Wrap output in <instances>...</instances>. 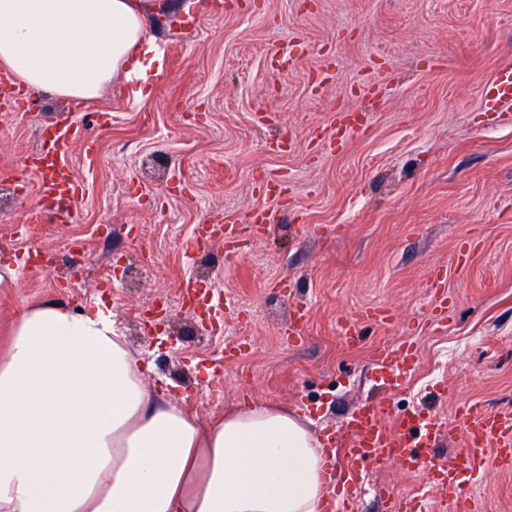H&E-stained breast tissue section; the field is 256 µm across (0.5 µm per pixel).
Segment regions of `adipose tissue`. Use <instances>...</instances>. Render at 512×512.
Instances as JSON below:
<instances>
[{"label": "adipose tissue", "instance_id": "ef3b65f1", "mask_svg": "<svg viewBox=\"0 0 512 512\" xmlns=\"http://www.w3.org/2000/svg\"><path fill=\"white\" fill-rule=\"evenodd\" d=\"M156 0H0V66L68 101L124 74L153 93ZM310 419L249 405L204 424L152 391L107 305H30L0 350V512H320Z\"/></svg>", "mask_w": 512, "mask_h": 512}]
</instances>
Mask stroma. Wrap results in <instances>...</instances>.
<instances>
[{"mask_svg":"<svg viewBox=\"0 0 512 512\" xmlns=\"http://www.w3.org/2000/svg\"><path fill=\"white\" fill-rule=\"evenodd\" d=\"M167 2V20L149 23L164 51L149 100L130 99L118 76L96 100L44 91L0 123V172L68 116L95 141L65 152L85 186L77 203L0 189V240L22 265L17 287L0 289V347L30 304L99 301L147 384L203 422L306 398L316 432L340 427L384 396L377 348L408 343L419 366L389 398L394 413L512 410V108L490 101L512 68V0H223L222 12L188 14ZM261 207L271 221L256 235ZM216 217L239 233L232 250L212 242L202 268L187 243ZM31 249L57 255L56 268L31 274ZM435 269L449 307L438 325ZM189 279L221 296L209 325L178 304ZM379 305L387 322L341 337L346 317ZM300 306L295 347L284 334ZM242 336L248 347L225 359ZM387 485L450 512L439 487L396 464L366 475L358 512H382L374 490ZM465 487L476 512H512V472Z\"/></svg>","mask_w":512,"mask_h":512,"instance_id":"35a3bbf8","label":"stroma"}]
</instances>
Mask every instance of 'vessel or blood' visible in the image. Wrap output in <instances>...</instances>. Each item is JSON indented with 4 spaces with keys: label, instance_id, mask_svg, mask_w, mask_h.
<instances>
[{
    "label": "vessel or blood",
    "instance_id": "vessel-or-blood-1",
    "mask_svg": "<svg viewBox=\"0 0 512 512\" xmlns=\"http://www.w3.org/2000/svg\"><path fill=\"white\" fill-rule=\"evenodd\" d=\"M0 100L7 102L11 112L29 108L31 95L0 76ZM84 129L76 122L54 124L52 136L43 137L39 148L28 155L13 173L22 186H34L38 200H77L84 192L83 183L64 162L63 155L70 142L83 136ZM234 225L214 224L199 227L192 239L194 247L208 246L214 239L225 244L234 241ZM381 308H364L346 319V337H354L359 326L367 321L385 320ZM417 356L409 345L378 350L374 368L381 386L389 392L405 388L417 368ZM388 408L383 402L355 408L343 424L341 446L348 460L347 469L337 489L326 497L322 512H355L358 492L363 484L362 468L384 469L399 464L408 474L423 473L443 492L451 504L471 507L472 500L461 487L457 476L467 471L474 476L512 470V412H490L478 405L468 406L462 423L439 419H423L404 413L395 424H388ZM459 438L463 450L457 460L438 458L433 446L439 436ZM378 498L384 512H413L411 500L395 490L380 488Z\"/></svg>",
    "mask_w": 512,
    "mask_h": 512
}]
</instances>
